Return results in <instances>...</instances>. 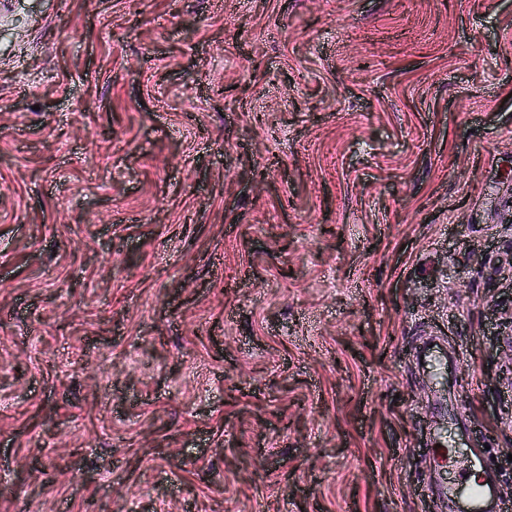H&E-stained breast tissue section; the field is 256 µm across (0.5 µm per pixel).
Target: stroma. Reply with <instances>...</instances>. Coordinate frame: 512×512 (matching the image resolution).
Wrapping results in <instances>:
<instances>
[{
    "mask_svg": "<svg viewBox=\"0 0 512 512\" xmlns=\"http://www.w3.org/2000/svg\"><path fill=\"white\" fill-rule=\"evenodd\" d=\"M512 499V0H0V512ZM445 344L446 341L444 338L439 336H429L426 341H423L422 346L417 352L416 359L418 361H423L424 363L432 362L434 359L440 369L446 370L448 364H452L455 360L453 355L444 351ZM429 345H432V348H429ZM442 351L443 355L437 356L434 354ZM441 444V447H436ZM428 455L435 461L438 477L429 491L444 503L449 512H509L511 501L505 498L500 489L499 471L496 466L475 453L460 464L458 456L446 441L439 436L433 438ZM451 468L455 476L452 479L442 478L440 472ZM456 469V471H455ZM467 475V478H464Z\"/></svg>",
    "mask_w": 512,
    "mask_h": 512,
    "instance_id": "35a3bbf8",
    "label": "stroma"
}]
</instances>
